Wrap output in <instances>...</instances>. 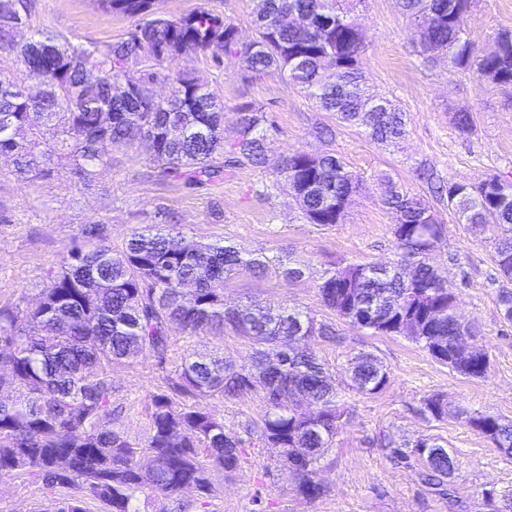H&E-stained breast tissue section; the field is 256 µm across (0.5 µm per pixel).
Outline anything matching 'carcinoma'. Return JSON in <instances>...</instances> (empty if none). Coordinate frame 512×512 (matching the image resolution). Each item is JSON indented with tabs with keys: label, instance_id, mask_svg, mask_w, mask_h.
Returning a JSON list of instances; mask_svg holds the SVG:
<instances>
[{
	"label": "carcinoma",
	"instance_id": "obj_1",
	"mask_svg": "<svg viewBox=\"0 0 512 512\" xmlns=\"http://www.w3.org/2000/svg\"><path fill=\"white\" fill-rule=\"evenodd\" d=\"M18 0H0V50L12 60L0 76V156L12 159L25 180L44 176L56 161L73 166L87 183L107 162V149L126 148L152 162L156 181L203 186L224 180L231 165L268 166L266 112L252 103L236 112L235 134L224 137V103L187 70L173 71L175 57L227 58L245 71L277 73L326 112L358 127L374 144L397 145L407 135L406 115L389 99L364 86L359 61L365 36L345 0H259L254 20L257 46L235 38L236 27L206 7L183 15L159 10V0H101L129 18L126 36L102 46L74 45L44 31L15 41ZM471 0H401L414 22L423 51H443L448 68L512 84V35L498 37L494 51L481 54L470 38ZM311 15L307 31L283 26L281 14ZM38 69L39 95L25 93L23 76ZM170 87L165 97L152 87ZM416 177L447 203L458 223L493 228L498 271L512 282V182L491 175L477 184L444 182L420 164ZM278 179L308 224L342 223L360 180L334 153H295L276 169ZM382 204L400 216L393 225L396 260L389 266L351 262L328 269L318 284L323 306L354 326L402 336L448 364V346L463 336H480L478 323L457 318L455 293L430 263L445 234L435 212L385 177ZM99 243L69 252L44 274L38 303L0 308V368L10 373L15 393L0 401V472L29 473L72 494L58 512H86L85 499L107 512H141L134 492L146 488L172 501L188 487L202 499L216 493L212 472L241 466L245 441L213 414L204 401L253 394L264 411L246 433L263 446L280 449L278 467L290 472L295 495H326L317 478L320 461L345 414L342 389L328 364L307 345L305 334L332 339L336 329L298 308L251 302L224 306V284L241 274L275 273L288 283L302 268L280 259L242 252L226 240L203 242L175 224L133 230L114 250L101 230ZM191 335L233 330L254 341V368L222 358H181L175 375L153 394L146 408L147 438H131L112 421V364L144 351L164 361L175 341L170 325ZM490 359L450 369L483 377ZM384 365L371 353L354 357L347 388L374 395L389 384ZM434 420L453 418L512 457V423L448 402L443 394L423 399ZM394 458L414 456L423 480L452 499L457 461L430 440L399 443L380 435ZM488 512H512V489L483 491Z\"/></svg>",
	"mask_w": 512,
	"mask_h": 512
}]
</instances>
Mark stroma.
Masks as SVG:
<instances>
[{
    "label": "stroma",
    "instance_id": "1",
    "mask_svg": "<svg viewBox=\"0 0 512 512\" xmlns=\"http://www.w3.org/2000/svg\"><path fill=\"white\" fill-rule=\"evenodd\" d=\"M203 4L224 14L242 38L253 36L258 0H161L160 6L180 15ZM359 21L366 36L360 66L368 83L409 118L407 139L393 151L378 147L358 128L338 123L333 113L320 110L276 74L247 72L231 61L219 66L204 55L170 63L175 70H192L223 98L225 137L234 135L239 106L263 107L272 124L273 166L298 152L341 156L361 183L341 224L305 223L286 193L267 195L274 179L271 170L243 167L223 184L189 188L149 179L146 160L115 148L107 165L86 184L65 163L47 176L21 180L12 163L0 158V306L34 304L45 270L82 240L86 226L99 225L104 238L118 247L133 229L175 224L195 239H226L244 252L280 256L303 267V279L292 284L273 274L232 278L224 287V302L287 305L334 324L335 341L315 336L308 344L328 362L335 381L346 380L348 363L360 352L373 353L387 368L390 383L382 392L344 394L346 414L319 471L326 496L297 498L288 472L276 467L278 449L249 446L238 471L214 473L217 492L205 505H198L194 490L181 492V500L192 503L191 512H487L484 489L512 488L511 458L462 422L434 420L421 411L425 396L442 393L453 404L512 422V323L500 314L503 280L485 233L459 223L445 204L430 199L446 227L432 262L453 288L458 314L480 326L478 343L491 359L485 377L458 375L404 337L351 325L323 307L317 292L325 271L336 264L394 259L395 216L380 203L382 176L427 197L414 172L420 164L449 181L476 183L493 174L512 175V85L479 79L471 71H450L439 59L425 64L418 37L396 0H363ZM130 27L128 18L106 11L99 0H35L28 26L15 38L21 41L32 30L43 29L75 44H102L124 37ZM504 31L512 32V0H473L471 37L478 50L493 51ZM459 111L471 115L470 134H460L452 124V114ZM320 126L332 129V138H317ZM170 334L175 354L166 361L147 351L112 367V408L131 437L145 438V407L174 375L181 356L219 353L240 366L252 362V341L232 330L191 335L175 324ZM207 405L238 431L264 409L256 395L216 397ZM383 430L400 442L432 437L454 450L452 484L459 507L449 506L421 481L418 461L397 462L377 444ZM66 495L32 475L0 473V512H57Z\"/></svg>",
    "mask_w": 512,
    "mask_h": 512
}]
</instances>
